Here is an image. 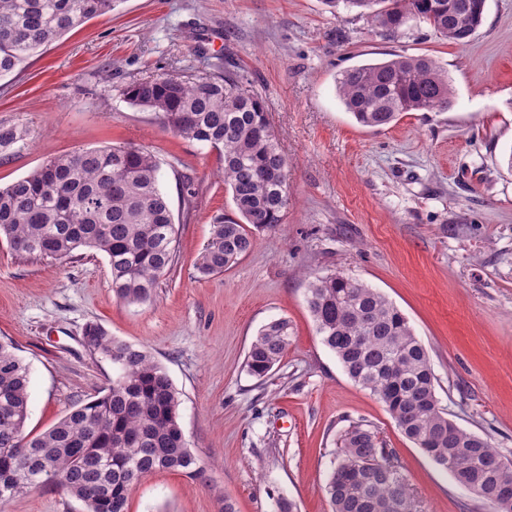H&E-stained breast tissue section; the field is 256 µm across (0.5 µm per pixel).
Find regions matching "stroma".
I'll list each match as a JSON object with an SVG mask.
<instances>
[{
	"instance_id": "1",
	"label": "stroma",
	"mask_w": 512,
	"mask_h": 512,
	"mask_svg": "<svg viewBox=\"0 0 512 512\" xmlns=\"http://www.w3.org/2000/svg\"><path fill=\"white\" fill-rule=\"evenodd\" d=\"M397 55L434 59L455 89L445 112H408L372 129L337 93L342 71ZM229 73L262 97L288 161L283 220L223 273L196 269L216 219L233 211L218 152L161 127L122 96L162 74ZM28 147L0 160V187L81 148L133 142L161 163L177 262L145 304L115 295L103 254L22 259L0 242V341L29 369L28 433L99 396L112 363L84 329L145 348L178 393L179 423L204 469L145 477L129 512H331L325 493L340 439L370 424L393 448L427 512H489L400 431L384 404L322 343L306 294L342 272L378 289L429 353L450 419L512 459V0H487L470 41L412 19L372 28L323 0H116L0 80V123ZM284 318L292 334L269 378L244 369L251 341ZM0 512H85L43 486Z\"/></svg>"
}]
</instances>
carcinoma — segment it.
Returning a JSON list of instances; mask_svg holds the SVG:
<instances>
[{"mask_svg":"<svg viewBox=\"0 0 512 512\" xmlns=\"http://www.w3.org/2000/svg\"><path fill=\"white\" fill-rule=\"evenodd\" d=\"M358 8L371 24L397 32L411 18L462 45L481 25L486 0H324ZM114 0H0V80L44 46L112 12ZM338 93L364 127L382 128L406 112L446 111L454 89L430 57L397 55L342 72ZM125 100L154 114L176 135L224 154L221 178L236 217L212 224L197 269L204 276L236 264L254 232L272 230L288 206V163L258 95L237 79L210 74L196 81L163 75L127 85ZM31 130L0 123V159L28 146ZM160 162L135 144L84 148L54 157L0 187V239L22 257L69 259L79 250L104 254L112 290L127 303L153 300L175 258V227L160 189ZM316 333L356 384L370 390L401 432L442 469L457 460L455 483L512 512V461L448 418L436 396L427 350L385 295L342 272L309 282ZM86 343L118 374L103 394L75 406L46 432L25 433L29 372L0 342V500L54 484L91 512H128L129 496L156 471L202 474L179 423V396L165 368L143 348L89 325ZM289 323L265 325L251 342L246 370L260 380L280 362ZM332 512H425L394 452L371 425L354 423L326 483Z\"/></svg>","mask_w":512,"mask_h":512,"instance_id":"1","label":"carcinoma"}]
</instances>
